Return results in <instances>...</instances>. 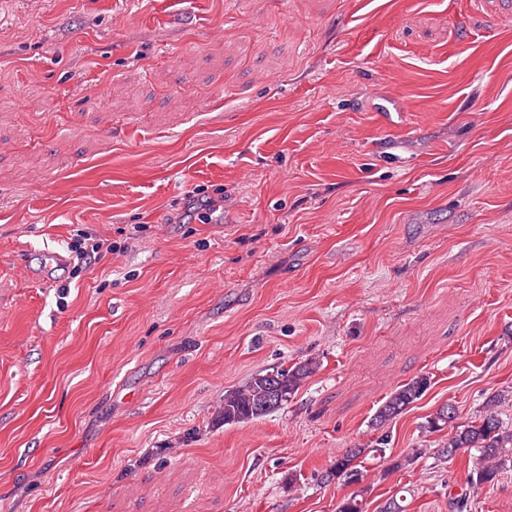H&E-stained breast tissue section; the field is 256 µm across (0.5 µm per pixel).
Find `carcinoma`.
<instances>
[{
  "label": "carcinoma",
  "instance_id": "carcinoma-1",
  "mask_svg": "<svg viewBox=\"0 0 512 512\" xmlns=\"http://www.w3.org/2000/svg\"><path fill=\"white\" fill-rule=\"evenodd\" d=\"M318 368L313 360L278 368L274 373L280 377V390L283 403L296 394L308 378ZM430 386V378L421 374L398 386L377 408L372 425L379 428L401 415L411 404L419 400ZM272 390L271 381L266 374H254L244 387L224 394V406L218 419L225 424H236L263 418L278 407L269 404ZM500 397H490L481 415L467 423L456 422V410L445 404L428 416L423 429L429 433L449 429L448 444L442 455L453 459L463 454L468 458L466 481L460 490L448 495L450 512H469L471 491L483 486H493L500 475L512 468V428L504 425L497 411ZM384 440L379 439L371 448H354L336 457L331 473L347 484L363 481L360 469L361 458L370 454H382Z\"/></svg>",
  "mask_w": 512,
  "mask_h": 512
}]
</instances>
